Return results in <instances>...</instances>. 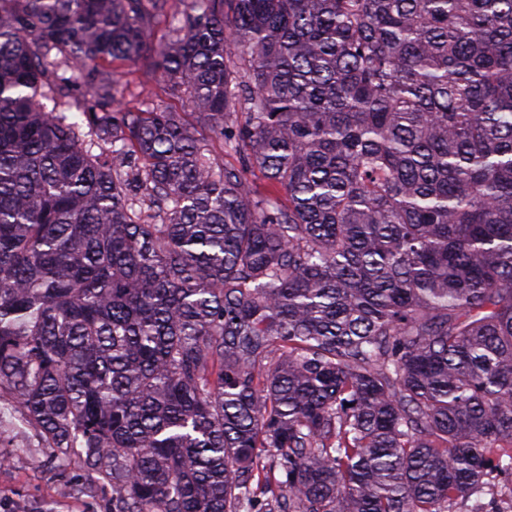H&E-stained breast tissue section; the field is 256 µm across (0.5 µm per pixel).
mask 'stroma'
Here are the masks:
<instances>
[{
    "label": "stroma",
    "instance_id": "35a3bbf8",
    "mask_svg": "<svg viewBox=\"0 0 512 512\" xmlns=\"http://www.w3.org/2000/svg\"><path fill=\"white\" fill-rule=\"evenodd\" d=\"M52 454L34 429L14 421L0 443V512H110V492L95 489L79 459L60 467Z\"/></svg>",
    "mask_w": 512,
    "mask_h": 512
}]
</instances>
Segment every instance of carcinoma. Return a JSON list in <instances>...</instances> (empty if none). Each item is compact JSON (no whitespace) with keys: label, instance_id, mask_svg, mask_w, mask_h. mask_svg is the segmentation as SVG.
I'll list each match as a JSON object with an SVG mask.
<instances>
[{"label":"carcinoma","instance_id":"obj_1","mask_svg":"<svg viewBox=\"0 0 512 512\" xmlns=\"http://www.w3.org/2000/svg\"><path fill=\"white\" fill-rule=\"evenodd\" d=\"M180 2L0 0V392L112 512H504L512 0Z\"/></svg>","mask_w":512,"mask_h":512}]
</instances>
